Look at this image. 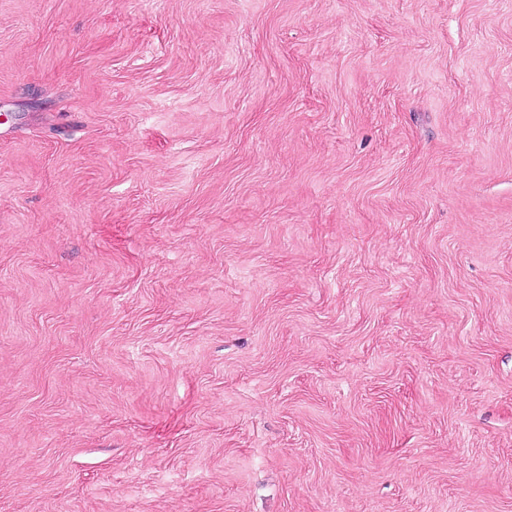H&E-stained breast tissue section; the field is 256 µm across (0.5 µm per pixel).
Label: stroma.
I'll return each mask as SVG.
<instances>
[{
    "label": "stroma",
    "mask_w": 512,
    "mask_h": 512,
    "mask_svg": "<svg viewBox=\"0 0 512 512\" xmlns=\"http://www.w3.org/2000/svg\"><path fill=\"white\" fill-rule=\"evenodd\" d=\"M0 512H512V0H0Z\"/></svg>",
    "instance_id": "stroma-1"
}]
</instances>
